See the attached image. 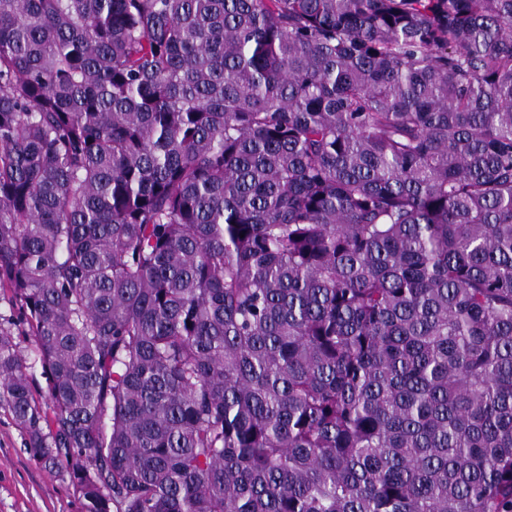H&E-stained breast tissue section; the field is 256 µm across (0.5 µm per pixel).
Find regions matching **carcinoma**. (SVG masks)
Masks as SVG:
<instances>
[{
  "label": "carcinoma",
  "mask_w": 512,
  "mask_h": 512,
  "mask_svg": "<svg viewBox=\"0 0 512 512\" xmlns=\"http://www.w3.org/2000/svg\"><path fill=\"white\" fill-rule=\"evenodd\" d=\"M0 288L82 512H512V0H0ZM13 321L15 325H12V330L15 334V341L19 349L28 357L30 354L29 350V336H24L22 332V325H20V315L17 307L13 306L10 301V294L0 290V322L4 323L5 326H9L7 321Z\"/></svg>",
  "instance_id": "1"
}]
</instances>
